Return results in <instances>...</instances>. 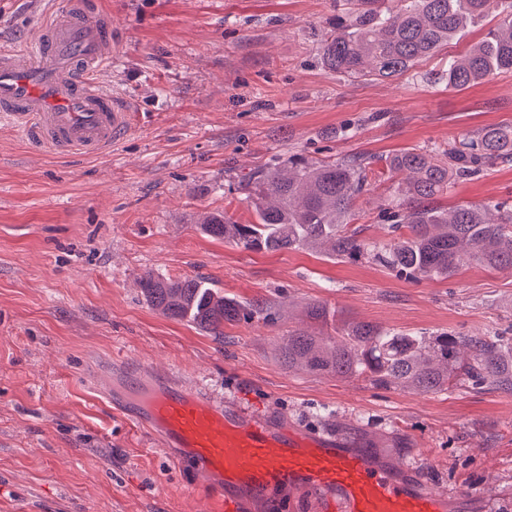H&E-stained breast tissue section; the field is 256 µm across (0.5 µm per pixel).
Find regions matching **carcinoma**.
<instances>
[{
  "instance_id": "1",
  "label": "carcinoma",
  "mask_w": 512,
  "mask_h": 512,
  "mask_svg": "<svg viewBox=\"0 0 512 512\" xmlns=\"http://www.w3.org/2000/svg\"><path fill=\"white\" fill-rule=\"evenodd\" d=\"M387 2L336 0V16L321 39L327 69L350 78L398 76L439 54L469 24L492 16L496 24L482 41L448 59V87L463 89L494 73L512 72V0H396L394 8ZM375 162L365 155L315 162L292 155L243 177L255 223L212 214L201 228L212 238L256 251L306 248L348 259L369 255L396 275L416 280L451 278L468 261L512 270L511 204L489 200L448 210L432 205L452 184L512 163V125L384 159L389 172L404 175L406 188L385 209L384 218L398 236L382 247L352 227L354 203L367 191ZM140 286L154 309L218 337L226 324L271 318L268 307L221 295L197 278L148 272ZM334 331V336L289 332L279 361L290 370L364 379L380 387L428 392L468 383L512 393V336L504 333L427 336L343 317L336 319Z\"/></svg>"
}]
</instances>
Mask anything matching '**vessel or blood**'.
I'll return each mask as SVG.
<instances>
[{
	"label": "vessel or blood",
	"mask_w": 512,
	"mask_h": 512,
	"mask_svg": "<svg viewBox=\"0 0 512 512\" xmlns=\"http://www.w3.org/2000/svg\"><path fill=\"white\" fill-rule=\"evenodd\" d=\"M117 45L111 17L90 0H57L22 50L0 49V123L33 147L65 157L98 155L126 134V99L99 72ZM130 420L191 463L203 512H278L283 496L307 497L313 512H480L468 494L425 481L400 456L356 433L312 431L192 382L143 371L127 377Z\"/></svg>",
	"instance_id": "1"
}]
</instances>
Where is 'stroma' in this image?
Segmentation results:
<instances>
[{
	"instance_id": "obj_1",
	"label": "stroma",
	"mask_w": 512,
	"mask_h": 512,
	"mask_svg": "<svg viewBox=\"0 0 512 512\" xmlns=\"http://www.w3.org/2000/svg\"><path fill=\"white\" fill-rule=\"evenodd\" d=\"M122 47L99 75L140 104L103 154L65 158L0 124V512H196L191 469L113 411L97 377L118 360L173 371L217 398L314 431L353 426L388 441L433 485L512 512V393L460 385L384 388L283 367L278 351L318 302L385 329L483 335L512 329V271L467 262L411 280L363 257L247 250L205 235L204 214L255 215L240 181L274 158L387 157L512 125V72L449 88L448 59L484 19L396 79L336 76L319 43L333 0H96ZM51 0H0V48L21 49ZM353 136H343L347 125ZM401 176L355 202L367 241H392L381 211ZM512 203V166L452 185L436 203ZM149 271L199 278L269 303L223 339L154 310Z\"/></svg>"
}]
</instances>
